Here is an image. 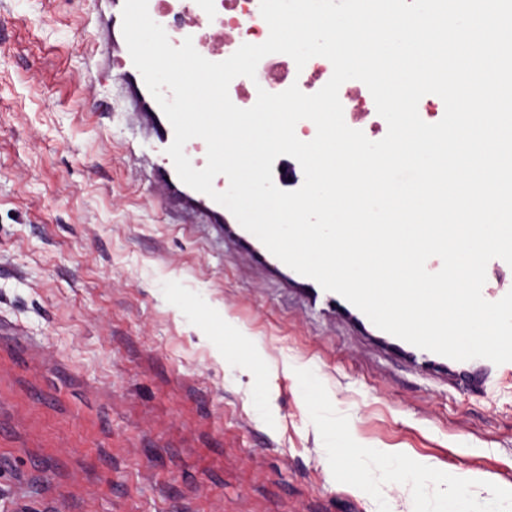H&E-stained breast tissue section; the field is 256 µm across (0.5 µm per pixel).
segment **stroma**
Here are the masks:
<instances>
[{"label":"stroma","mask_w":512,"mask_h":512,"mask_svg":"<svg viewBox=\"0 0 512 512\" xmlns=\"http://www.w3.org/2000/svg\"><path fill=\"white\" fill-rule=\"evenodd\" d=\"M111 59L112 0H0V512H444L463 473L512 512V376L408 368L153 196Z\"/></svg>","instance_id":"stroma-1"}]
</instances>
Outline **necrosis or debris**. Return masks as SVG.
Returning <instances> with one entry per match:
<instances>
[{
    "label": "necrosis or debris",
    "instance_id": "1",
    "mask_svg": "<svg viewBox=\"0 0 512 512\" xmlns=\"http://www.w3.org/2000/svg\"><path fill=\"white\" fill-rule=\"evenodd\" d=\"M151 18L166 31L174 45L192 39L196 51L206 59L220 62L242 44H260L269 36V27L260 13V0H148ZM112 66L124 80L127 112H155L159 105L147 89L130 54L113 55ZM332 65L326 58H311L304 68L281 53L265 56L255 78L239 76L229 85V97L240 108L252 107L259 90L279 93L298 85L306 94L318 92L331 78ZM346 124L364 134L378 136L385 121L378 114L368 87L349 80L339 89Z\"/></svg>",
    "mask_w": 512,
    "mask_h": 512
}]
</instances>
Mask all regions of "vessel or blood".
I'll use <instances>...</instances> for the list:
<instances>
[{"label":"vessel or blood","instance_id":"b4317fda","mask_svg":"<svg viewBox=\"0 0 512 512\" xmlns=\"http://www.w3.org/2000/svg\"><path fill=\"white\" fill-rule=\"evenodd\" d=\"M149 125L150 140L159 147L153 160L152 187L155 194L162 199L180 195L183 185L176 173L174 164L166 149L174 138V130L164 114L148 113L144 116ZM196 208L206 220L213 223L224 237L233 238L237 245L246 249L253 259L279 276L283 285H296L302 288L310 309L328 317L348 320L366 334L371 335L385 351L399 356L410 365L441 376L449 386L459 389L472 383L482 384L491 381L499 370L512 371V362L496 365L485 358L456 361L433 352L420 349L377 328L358 308L340 295L328 292L313 279L300 275L275 257L262 242L241 225L228 224L224 221V208L206 194L195 196Z\"/></svg>","mask_w":512,"mask_h":512}]
</instances>
